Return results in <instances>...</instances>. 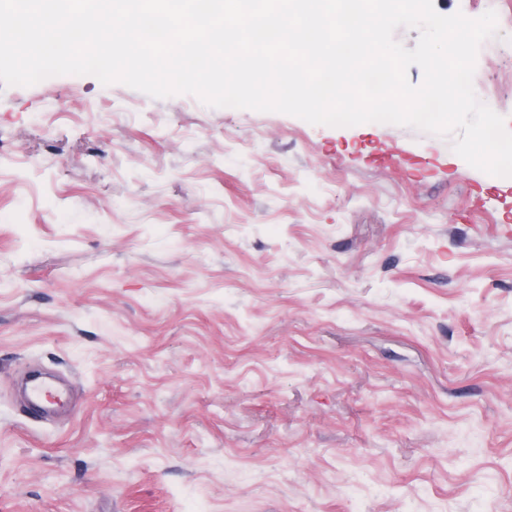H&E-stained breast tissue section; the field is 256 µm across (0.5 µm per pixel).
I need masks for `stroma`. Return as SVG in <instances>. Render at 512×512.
Returning <instances> with one entry per match:
<instances>
[{"mask_svg":"<svg viewBox=\"0 0 512 512\" xmlns=\"http://www.w3.org/2000/svg\"><path fill=\"white\" fill-rule=\"evenodd\" d=\"M434 6L512 131V0ZM452 143L0 85V512H512V177Z\"/></svg>","mask_w":512,"mask_h":512,"instance_id":"stroma-1","label":"stroma"}]
</instances>
